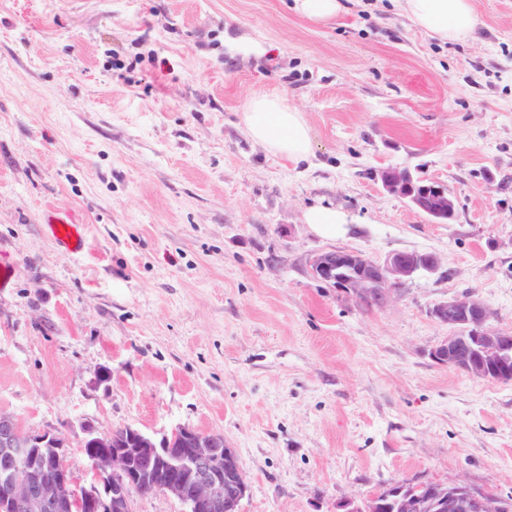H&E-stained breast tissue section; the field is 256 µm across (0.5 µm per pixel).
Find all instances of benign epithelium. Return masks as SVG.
<instances>
[{
	"label": "benign epithelium",
	"instance_id": "7a95c632",
	"mask_svg": "<svg viewBox=\"0 0 512 512\" xmlns=\"http://www.w3.org/2000/svg\"><path fill=\"white\" fill-rule=\"evenodd\" d=\"M384 189L437 223L451 219L455 204L448 188L437 181L419 188L405 169L382 173ZM439 258L432 252H396L377 261L350 250L317 254L310 263L318 282L353 298L360 307L383 309L402 295L414 276L432 273ZM431 315L458 329L431 351L441 365L462 369L482 379L512 376V335L489 326L488 306L470 296L435 304ZM79 451L95 472L97 485L76 492L66 467L46 475L50 462L67 455L65 439L52 433H28L17 420L0 411V512H132L131 491L141 490L153 470L166 474L163 492L190 512H238L248 486L234 449L217 431L179 426L156 440L131 429L122 437L83 427ZM395 512H497L503 509L491 493L472 489L459 478L421 484L407 491L397 481ZM373 495L364 503H339V512H382Z\"/></svg>",
	"mask_w": 512,
	"mask_h": 512
}]
</instances>
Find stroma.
I'll return each mask as SVG.
<instances>
[{
  "label": "stroma",
  "mask_w": 512,
  "mask_h": 512,
  "mask_svg": "<svg viewBox=\"0 0 512 512\" xmlns=\"http://www.w3.org/2000/svg\"><path fill=\"white\" fill-rule=\"evenodd\" d=\"M293 0H0V411L66 440L85 423L218 431L239 512H336L401 479L512 496V382L436 363L430 314L467 294L512 333V0H474L443 42L394 0L326 26ZM257 93L304 115L312 154L267 153ZM445 184V224L388 193L390 167ZM313 204L346 212L316 236ZM86 227L82 253L48 215ZM436 253L366 311L318 253ZM305 220L316 235L325 239L342 236L346 231L345 226L350 224L344 212L323 205L309 207L305 212Z\"/></svg>",
  "instance_id": "35a3bbf8"
}]
</instances>
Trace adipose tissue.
Here are the masks:
<instances>
[{
	"instance_id": "1",
	"label": "adipose tissue",
	"mask_w": 512,
	"mask_h": 512,
	"mask_svg": "<svg viewBox=\"0 0 512 512\" xmlns=\"http://www.w3.org/2000/svg\"><path fill=\"white\" fill-rule=\"evenodd\" d=\"M398 6L416 27L442 41L464 40L477 28L473 0H398ZM242 123L246 133L271 154L296 163L311 154L305 118L285 97L265 93L251 96Z\"/></svg>"
}]
</instances>
